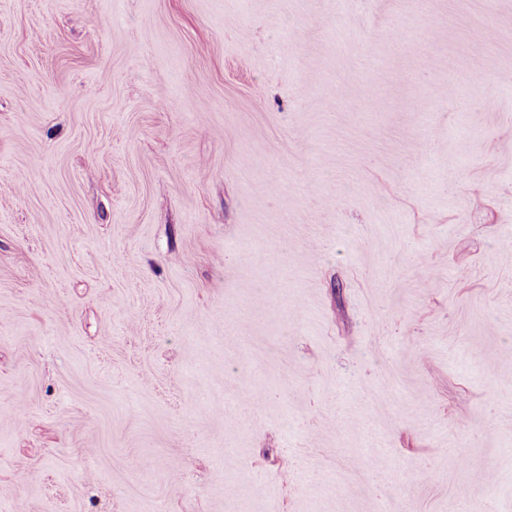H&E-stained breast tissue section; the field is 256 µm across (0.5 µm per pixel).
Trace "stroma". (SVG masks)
<instances>
[{
	"instance_id": "obj_1",
	"label": "stroma",
	"mask_w": 512,
	"mask_h": 512,
	"mask_svg": "<svg viewBox=\"0 0 512 512\" xmlns=\"http://www.w3.org/2000/svg\"><path fill=\"white\" fill-rule=\"evenodd\" d=\"M0 512H512V0H0Z\"/></svg>"
}]
</instances>
